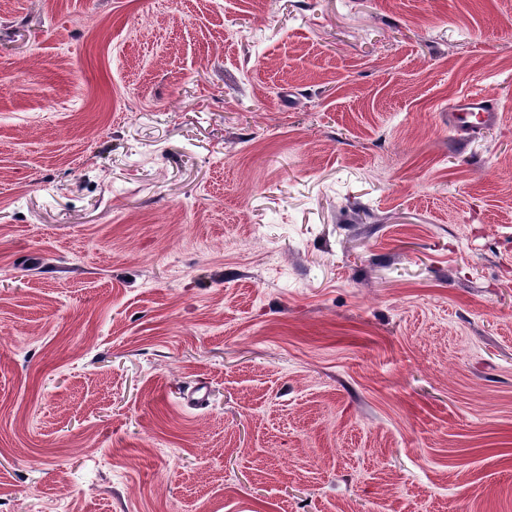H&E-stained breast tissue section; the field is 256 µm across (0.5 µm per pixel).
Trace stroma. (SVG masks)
I'll return each instance as SVG.
<instances>
[{
	"instance_id": "35a3bbf8",
	"label": "stroma",
	"mask_w": 512,
	"mask_h": 512,
	"mask_svg": "<svg viewBox=\"0 0 512 512\" xmlns=\"http://www.w3.org/2000/svg\"><path fill=\"white\" fill-rule=\"evenodd\" d=\"M0 512H512V0H0ZM497 120L495 100L488 95L463 94L448 106V123L460 141L476 128L495 124Z\"/></svg>"
}]
</instances>
